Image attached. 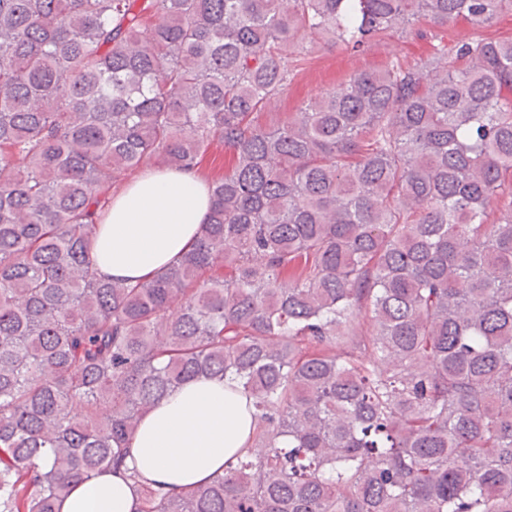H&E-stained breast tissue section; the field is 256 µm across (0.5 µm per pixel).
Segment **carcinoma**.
Masks as SVG:
<instances>
[{
  "mask_svg": "<svg viewBox=\"0 0 512 512\" xmlns=\"http://www.w3.org/2000/svg\"><path fill=\"white\" fill-rule=\"evenodd\" d=\"M512 0H0V512L123 467L197 377L257 430L138 512H512ZM432 53L269 112L308 46ZM266 117L260 122V117ZM224 173L136 284L91 246L129 168ZM441 34L444 35L445 40H448V44H453L460 40L471 38L475 35H481L482 37L497 39L499 37H507L512 35V15L510 13L502 15L496 24L490 28H474L467 22H459L455 25H450L447 28L440 30Z\"/></svg>",
  "mask_w": 512,
  "mask_h": 512,
  "instance_id": "cac0c4a2",
  "label": "carcinoma"
}]
</instances>
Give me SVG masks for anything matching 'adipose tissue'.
I'll return each instance as SVG.
<instances>
[{
    "label": "adipose tissue",
    "mask_w": 512,
    "mask_h": 512,
    "mask_svg": "<svg viewBox=\"0 0 512 512\" xmlns=\"http://www.w3.org/2000/svg\"><path fill=\"white\" fill-rule=\"evenodd\" d=\"M210 209L207 182L196 172L154 168L115 196L93 245L99 275L151 280L193 246ZM229 380L195 378L147 411L129 444V479L105 472L76 484L60 512H136L139 482L200 485L245 453L256 425Z\"/></svg>",
    "instance_id": "adipose-tissue-1"
}]
</instances>
